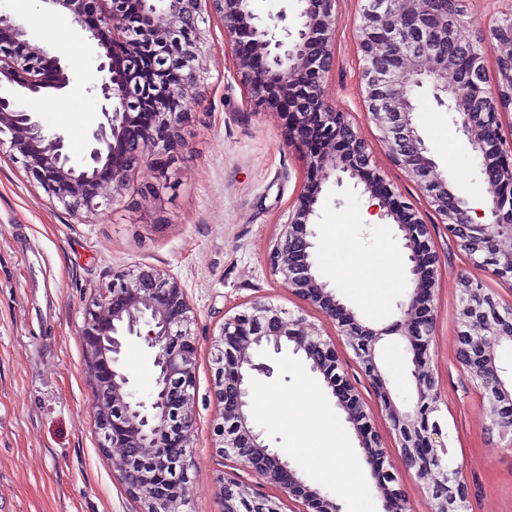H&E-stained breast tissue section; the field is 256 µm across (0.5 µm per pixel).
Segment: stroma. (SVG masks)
I'll list each match as a JSON object with an SVG mask.
<instances>
[{
	"label": "stroma",
	"mask_w": 512,
	"mask_h": 512,
	"mask_svg": "<svg viewBox=\"0 0 512 512\" xmlns=\"http://www.w3.org/2000/svg\"><path fill=\"white\" fill-rule=\"evenodd\" d=\"M360 6V0H340L336 65L324 81V94L350 113L385 181L432 226L440 254L431 345L441 393L435 417L448 435L453 459L464 466L469 512H512V452L497 432L489 431L480 394L455 361L454 343L459 278L483 282L511 305L512 283L494 280L473 265L418 187L389 161L360 94L354 39ZM0 8L27 30L31 42L63 58L70 86L43 98L38 108L42 121L64 135L74 157H81L101 118L95 95L87 91L96 74L95 43L42 0H0ZM200 28L202 78L188 91L190 116L181 129L182 145L161 163L132 173L115 205L73 214L28 179L21 156L0 152V512H139L117 476L119 449L99 443L80 330L94 290L113 272L144 266L180 280L195 315L192 488L181 512H221L224 474L257 482L212 446L221 406L212 393L210 362L225 316L257 301L305 314L335 344L342 371L374 414L398 487L414 512H427L423 483L404 465L347 338L335 322L282 288L269 269L270 246L307 180L303 159L288 144L280 111L245 106L246 92L224 54L220 19L209 16ZM417 104L418 131L449 187L471 207H482L481 169L467 138L430 91L419 90ZM369 206L353 179L331 181L313 222L323 279L360 318L380 328L399 318L408 266L392 219L367 220ZM371 266L382 270L380 280L364 277ZM264 360L272 375L255 376L250 386L255 431L288 456L306 484L335 498L342 512H384L356 433L323 376L310 372L298 356L270 352ZM315 403L335 418L346 440L332 469L320 464L328 451L318 437L303 441L290 428Z\"/></svg>",
	"instance_id": "obj_1"
}]
</instances>
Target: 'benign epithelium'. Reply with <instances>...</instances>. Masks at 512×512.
Wrapping results in <instances>:
<instances>
[{
    "mask_svg": "<svg viewBox=\"0 0 512 512\" xmlns=\"http://www.w3.org/2000/svg\"><path fill=\"white\" fill-rule=\"evenodd\" d=\"M69 15L71 25L97 42L98 65L92 90L101 120L85 154L73 158L64 135L44 126L32 104L71 83L61 57L27 38L26 30L0 10V85L20 88L16 96L0 95V150L24 158L27 172L67 208L92 212L116 199L130 173L152 157L180 143L188 110L168 109L171 94L184 96L197 80L203 42L199 23L210 11L224 25V53L236 77L256 105L295 104L286 123L288 144L304 150L307 172L315 187L304 185L269 253L273 275L289 292L336 322L351 342L361 371L398 436L406 467L426 479L427 512H468V484L462 467L440 466L447 445L437 411V382L431 366L434 336V288L440 256L430 225L373 168L368 146L348 113L323 94V80L336 65L334 21L339 0H299L294 29L262 23L251 0H140L139 24L127 20V0H42ZM463 0H362L355 37L361 53L360 89L367 116L379 132L391 163L403 170L468 259L493 278L512 276V252L499 247L512 237V141L500 135L502 115L512 111V11L490 19L470 44L474 65L460 72L455 60L437 48L432 21L448 28L462 23ZM179 54L183 64L177 86L158 93L153 117L132 111L134 77L147 64L157 65ZM496 57L499 79L486 85L482 59ZM430 85L435 101L455 112L454 125L481 159L484 184L483 222L471 216L467 200L448 188L447 177L429 155L414 124V89ZM342 172L364 184L363 193L377 199L393 219L410 263L406 299L397 303L400 319L374 328L360 321L329 289L317 271L312 216L322 186ZM456 361L476 384L489 427L512 436V386L496 364L498 348L512 345V306L503 307L479 285L460 279ZM81 331L84 367L94 398L95 422L104 448H120V480L141 512H176L177 501L156 482L150 469L173 467L169 449L180 448L179 475L188 479L187 454L193 447L196 338L193 308L181 282L156 268L115 274L84 308ZM400 335L414 400L394 399L389 378L378 358L379 343ZM153 350L155 375L149 395L130 386L124 357L132 338ZM293 345L311 372L321 373L336 405L347 414L360 440L365 463L386 512H412L409 500L394 488L395 476L384 467V450L355 385L336 373L334 344L315 324L270 301L254 302L224 318L212 347L213 395L222 405L214 448L247 468L259 480L281 489L265 495L229 473L224 474L222 512H247L260 500L264 512H284L283 500L299 502L297 512H341L336 500L298 477L297 470L265 444L249 421L250 380L273 370L257 360L262 349L282 352Z\"/></svg>",
    "mask_w": 512,
    "mask_h": 512,
    "instance_id": "7a95c632",
    "label": "benign epithelium"
}]
</instances>
